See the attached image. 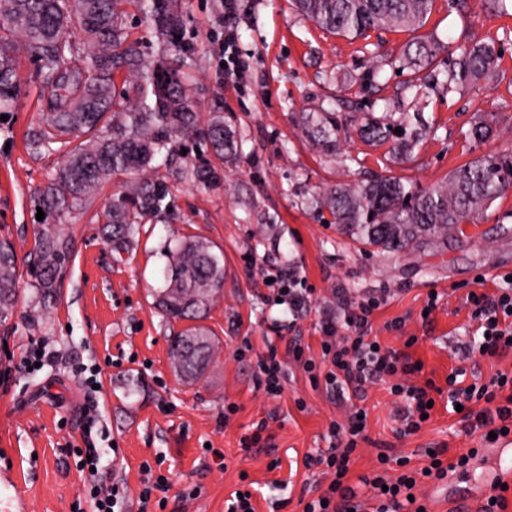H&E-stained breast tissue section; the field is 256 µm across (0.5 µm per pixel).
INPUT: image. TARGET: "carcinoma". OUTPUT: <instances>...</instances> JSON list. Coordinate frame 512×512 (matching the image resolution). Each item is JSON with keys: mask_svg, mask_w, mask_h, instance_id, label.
<instances>
[{"mask_svg": "<svg viewBox=\"0 0 512 512\" xmlns=\"http://www.w3.org/2000/svg\"><path fill=\"white\" fill-rule=\"evenodd\" d=\"M318 27L353 38L370 30L420 28L434 0H292ZM132 6L155 39L158 52L143 55L129 41L127 7ZM0 112L15 105L20 86L16 53L23 49L38 63L46 109L41 126L31 132L35 150L66 149L61 165L32 197L45 214L38 230L29 272L43 300L53 297L67 269L71 239L63 232L67 218L84 209L110 179L125 177L106 202L105 223L120 252L138 226L169 207L173 183L190 180L204 187L222 182L224 160L234 159L241 139L224 122V112L209 113L206 123L187 93L185 68L191 45L185 41L186 14L181 0H0ZM80 40L62 38L69 30ZM180 39H175V36ZM435 41L421 40L404 52L415 73L440 52ZM500 55L494 44L479 41L458 46L443 78H433L450 93L477 85L493 75ZM124 76L122 88L115 77ZM303 128L326 152L339 149L336 113L310 112ZM399 137L394 155H411L426 134L411 125L409 114L371 117L361 127L372 143ZM186 154H181V149ZM512 191V151L478 156L458 167L445 181L416 193L402 179L381 175L355 191L338 186L319 195L316 208L327 209L345 233L365 246L385 252L447 242L463 233L462 224L497 198ZM13 244L0 240V323L12 316L17 300ZM224 288L223 256L202 240L180 242L172 252L165 286L156 305L172 323L200 320ZM215 343L194 325L174 334L169 354L176 373L188 382L210 365Z\"/></svg>", "mask_w": 512, "mask_h": 512, "instance_id": "carcinoma-1", "label": "carcinoma"}]
</instances>
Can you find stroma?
Here are the masks:
<instances>
[{
	"mask_svg": "<svg viewBox=\"0 0 512 512\" xmlns=\"http://www.w3.org/2000/svg\"><path fill=\"white\" fill-rule=\"evenodd\" d=\"M183 2L186 39L194 48L195 110L205 116L222 108L242 150L225 165L220 188L179 183L164 219L140 225L121 253L107 240L103 210L113 187L105 185L65 226L72 257L49 303L25 262L38 225L30 198L64 153L28 144L46 99L36 64L17 58L21 94L7 121H0V237L13 240L20 259L19 300L0 326V512H90L89 478L71 449L81 442L79 410L91 398L102 412L106 441L118 447L103 455L100 474L126 484L125 512H137L140 464L157 457L171 483L173 512H225L243 472L255 487L256 512H303L319 479L304 458L329 448V424L343 419L349 406L332 402L290 362L283 393L268 397L255 366L270 340L282 350L297 334L319 349L318 310L333 302L337 288L352 301L386 293L387 303L372 317L373 335L397 349L405 337H416L412 351L437 386H445L456 368L487 377L497 367H512V354L495 365L459 349L471 324L463 296L477 278L512 271V192L484 209L476 224L465 225L462 240L420 252L364 246L309 204L324 189L356 188L376 174L424 191L478 156L512 151V15L489 13L481 0H468L463 9L434 0L417 30L352 39L318 28L290 0H235L230 20L224 0ZM229 31L240 62L230 79L223 68ZM466 38L501 47L492 79L460 93L430 89L423 118L431 133L405 159L361 138L366 113L383 112L385 101L404 97L410 73L396 64L408 44L438 41L442 49L431 65L437 72L448 67L449 44ZM324 109L335 112L344 138L332 156L316 149L302 128L304 113ZM483 118L493 120L494 132L479 143L468 132ZM195 238L223 254L224 288L201 321L217 342L212 363L188 383L169 355L170 334L182 325L166 322L155 293L163 286L168 248ZM283 271L297 272L312 291V311L295 322L264 284L267 275ZM432 291L441 300L425 324L419 312ZM397 317L407 320L400 337L384 328ZM39 342L53 352L52 361L25 367ZM91 365L102 384L93 396L76 374ZM229 404L236 407L230 415L224 412ZM360 405L370 440L357 449L353 478L372 476L379 453L409 457L417 467L425 449L441 445L452 456L461 448L483 452L478 464L457 474L458 490L483 483L498 464L494 443L464 435L444 398H437L422 429L405 438L394 432L396 403L386 386H372ZM261 422L269 446L242 447V437ZM192 489L198 497L178 504V494Z\"/></svg>",
	"mask_w": 512,
	"mask_h": 512,
	"instance_id": "1",
	"label": "stroma"
}]
</instances>
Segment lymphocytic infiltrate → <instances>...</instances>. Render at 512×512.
Here are the masks:
<instances>
[{"instance_id": "obj_1", "label": "lymphocytic infiltrate", "mask_w": 512, "mask_h": 512, "mask_svg": "<svg viewBox=\"0 0 512 512\" xmlns=\"http://www.w3.org/2000/svg\"><path fill=\"white\" fill-rule=\"evenodd\" d=\"M384 297L371 296L361 301L338 299L336 307L324 308L320 314V356L307 354L300 338H291L286 359H279L276 348H269L257 361L258 382L270 397L283 391V363L290 360L302 368L312 382L322 383L327 394H352L364 397L370 386L387 385L391 395L403 403L396 435L406 437L419 432L425 423L427 404L433 399L434 381H414L424 368L405 349L383 345L372 334L370 317L384 304ZM478 326L467 346L468 352L491 359L512 353V278L501 275L495 292L469 290L464 298ZM448 404L461 406L465 435L484 431L497 438L512 436V370H498L488 380L474 379L463 384L458 372L448 379ZM329 448L308 457V465L321 466L328 485L319 498L306 503L303 512H363V503L349 485L354 464L353 454L359 443L368 441L367 422L349 415L345 422H331ZM445 449H435L423 466L391 473V457L377 456L380 471L366 480L374 512H428L421 493L424 484L439 483L467 469L476 451L464 448L454 460H446Z\"/></svg>"}]
</instances>
